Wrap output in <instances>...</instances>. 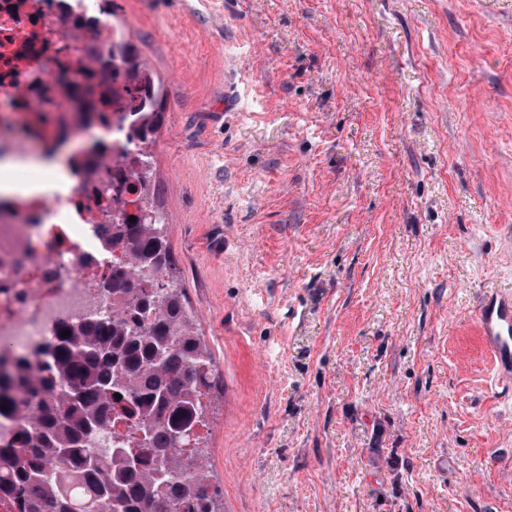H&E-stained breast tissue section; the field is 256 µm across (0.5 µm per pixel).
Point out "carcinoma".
<instances>
[{"instance_id":"obj_1","label":"carcinoma","mask_w":512,"mask_h":512,"mask_svg":"<svg viewBox=\"0 0 512 512\" xmlns=\"http://www.w3.org/2000/svg\"><path fill=\"white\" fill-rule=\"evenodd\" d=\"M128 48L126 64L151 92L133 112L134 160L126 171L138 215L131 222L113 213L108 246L122 249L123 266L112 276V316L61 326L70 337L58 333L46 343L39 374L28 359L16 362L15 391L39 397L26 412L39 437L0 447V494L14 512H223L202 436L191 448L179 442L207 425L202 397L212 356L172 272L156 207L150 147L163 98L135 46ZM114 417L134 429L103 459L89 442Z\"/></svg>"}]
</instances>
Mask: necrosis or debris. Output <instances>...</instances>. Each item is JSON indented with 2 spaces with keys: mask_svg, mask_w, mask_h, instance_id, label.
Listing matches in <instances>:
<instances>
[{
  "mask_svg": "<svg viewBox=\"0 0 512 512\" xmlns=\"http://www.w3.org/2000/svg\"><path fill=\"white\" fill-rule=\"evenodd\" d=\"M125 43L105 0H0V152L31 157L32 130L64 177L52 192L6 199L0 214V342L33 361L60 320L112 312L121 254L103 241L114 202L138 212L125 184L128 114L145 95ZM75 87L92 89L98 109L74 107Z\"/></svg>",
  "mask_w": 512,
  "mask_h": 512,
  "instance_id": "4bbe7bcc",
  "label": "necrosis or debris"
}]
</instances>
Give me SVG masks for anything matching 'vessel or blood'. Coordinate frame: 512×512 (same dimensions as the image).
<instances>
[{"label":"vessel or blood","mask_w":512,"mask_h":512,"mask_svg":"<svg viewBox=\"0 0 512 512\" xmlns=\"http://www.w3.org/2000/svg\"><path fill=\"white\" fill-rule=\"evenodd\" d=\"M477 321L500 379L512 382V292L483 295Z\"/></svg>","instance_id":"1"}]
</instances>
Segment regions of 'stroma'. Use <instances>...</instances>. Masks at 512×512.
Returning a JSON list of instances; mask_svg holds the SVG:
<instances>
[{"label": "stroma", "instance_id": "stroma-1", "mask_svg": "<svg viewBox=\"0 0 512 512\" xmlns=\"http://www.w3.org/2000/svg\"><path fill=\"white\" fill-rule=\"evenodd\" d=\"M160 79L224 512H512V0H114ZM477 321L494 369L502 381L512 382V292L484 294Z\"/></svg>", "mask_w": 512, "mask_h": 512}]
</instances>
